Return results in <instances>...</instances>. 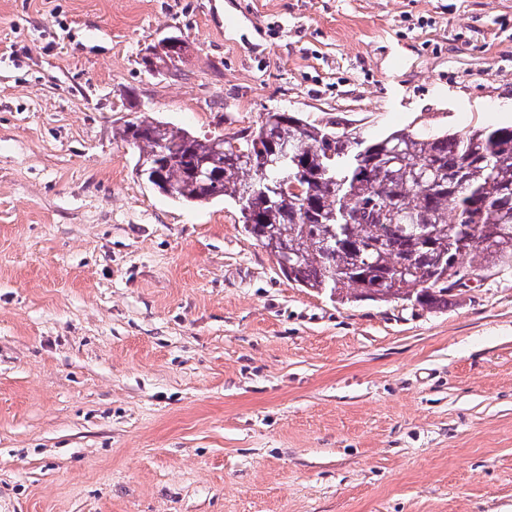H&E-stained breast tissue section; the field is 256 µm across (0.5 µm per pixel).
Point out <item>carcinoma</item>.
<instances>
[{
    "mask_svg": "<svg viewBox=\"0 0 512 512\" xmlns=\"http://www.w3.org/2000/svg\"><path fill=\"white\" fill-rule=\"evenodd\" d=\"M182 52L147 59L175 69ZM122 142L140 177L187 204L238 203L244 230L302 288L448 306L459 270L512 267V125L367 140L268 112L237 138L137 118Z\"/></svg>",
    "mask_w": 512,
    "mask_h": 512,
    "instance_id": "cac0c4a2",
    "label": "carcinoma"
}]
</instances>
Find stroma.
<instances>
[{"mask_svg":"<svg viewBox=\"0 0 512 512\" xmlns=\"http://www.w3.org/2000/svg\"><path fill=\"white\" fill-rule=\"evenodd\" d=\"M272 111L511 125L512 0H0V512H512V268L436 311L302 288L118 137Z\"/></svg>","mask_w":512,"mask_h":512,"instance_id":"1","label":"stroma"}]
</instances>
